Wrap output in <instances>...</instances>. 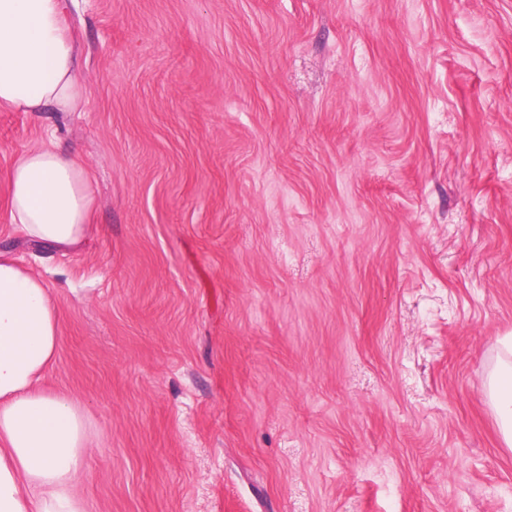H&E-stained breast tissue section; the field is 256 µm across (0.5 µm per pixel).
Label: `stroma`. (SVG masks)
<instances>
[{
  "mask_svg": "<svg viewBox=\"0 0 512 512\" xmlns=\"http://www.w3.org/2000/svg\"><path fill=\"white\" fill-rule=\"evenodd\" d=\"M77 112L0 108L87 512H512V0H69ZM56 137L95 231L4 176ZM501 349L485 379V393L502 443L512 449V338L500 341Z\"/></svg>",
  "mask_w": 512,
  "mask_h": 512,
  "instance_id": "obj_1",
  "label": "stroma"
}]
</instances>
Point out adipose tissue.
<instances>
[{
  "label": "adipose tissue",
  "mask_w": 512,
  "mask_h": 512,
  "mask_svg": "<svg viewBox=\"0 0 512 512\" xmlns=\"http://www.w3.org/2000/svg\"><path fill=\"white\" fill-rule=\"evenodd\" d=\"M66 0H0V106L73 112L83 103ZM8 214L35 244L70 250L92 233L83 164L57 143L19 153L6 177ZM60 322L40 278L0 251V512H86L79 493L93 446L83 409L41 382L56 362ZM501 440L512 449V338L485 379Z\"/></svg>",
  "instance_id": "1"
}]
</instances>
